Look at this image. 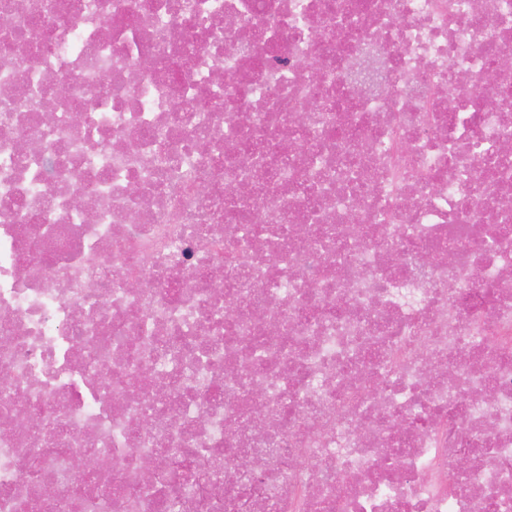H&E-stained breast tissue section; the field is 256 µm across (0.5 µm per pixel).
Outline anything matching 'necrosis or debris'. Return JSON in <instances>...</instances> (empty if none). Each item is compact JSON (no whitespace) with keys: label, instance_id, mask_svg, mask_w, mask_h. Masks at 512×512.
<instances>
[{"label":"necrosis or debris","instance_id":"necrosis-or-debris-1","mask_svg":"<svg viewBox=\"0 0 512 512\" xmlns=\"http://www.w3.org/2000/svg\"><path fill=\"white\" fill-rule=\"evenodd\" d=\"M511 50L512 0H0V512H512Z\"/></svg>","mask_w":512,"mask_h":512}]
</instances>
